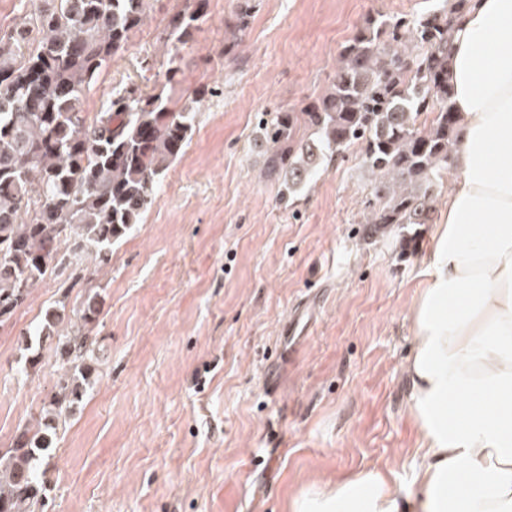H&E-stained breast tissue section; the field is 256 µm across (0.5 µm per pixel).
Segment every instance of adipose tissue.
I'll return each mask as SVG.
<instances>
[{
	"label": "adipose tissue",
	"instance_id": "1",
	"mask_svg": "<svg viewBox=\"0 0 512 512\" xmlns=\"http://www.w3.org/2000/svg\"><path fill=\"white\" fill-rule=\"evenodd\" d=\"M448 81L458 177L404 364L425 441L416 488L364 469L302 491L292 512H512V0H477L455 29Z\"/></svg>",
	"mask_w": 512,
	"mask_h": 512
}]
</instances>
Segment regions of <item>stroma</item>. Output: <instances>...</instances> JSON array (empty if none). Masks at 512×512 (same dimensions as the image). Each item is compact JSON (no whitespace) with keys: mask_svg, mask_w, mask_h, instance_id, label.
<instances>
[{"mask_svg":"<svg viewBox=\"0 0 512 512\" xmlns=\"http://www.w3.org/2000/svg\"><path fill=\"white\" fill-rule=\"evenodd\" d=\"M208 0L180 46L185 86H210L191 138L154 202L112 245L108 265L67 283L50 266L0 324V450L47 405L50 349L25 368L45 312L97 297L98 377L59 423L47 512H291L305 489L365 468L413 488L421 434L405 396L411 309L427 287L433 225L369 235L371 184L358 146L295 202L263 174L266 113L322 94L367 15L442 0ZM183 0H147V20L85 108L107 93L162 88L171 57L158 33ZM310 326L291 351L299 310Z\"/></svg>","mask_w":512,"mask_h":512,"instance_id":"obj_1","label":"stroma"}]
</instances>
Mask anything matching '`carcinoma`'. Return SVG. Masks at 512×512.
<instances>
[{
  "label": "carcinoma",
  "mask_w": 512,
  "mask_h": 512,
  "mask_svg": "<svg viewBox=\"0 0 512 512\" xmlns=\"http://www.w3.org/2000/svg\"><path fill=\"white\" fill-rule=\"evenodd\" d=\"M206 0L173 13L160 33L173 55L166 83L180 82L177 44L204 21ZM146 0H40L29 22L0 30V322L10 318L52 261L95 254L111 261L152 203L161 177L189 141L196 87L182 101L126 87L101 108L84 109L109 62L145 24ZM473 0L389 18L368 16L339 52L329 88L302 108L262 122L266 172L288 194L307 186L334 158L360 146L373 177L369 233L433 222L440 181L454 168L460 116L448 82L449 45ZM252 9L239 0L230 34ZM95 299L70 322L49 310L38 335L51 339L55 392L34 423L0 454V512H45L42 455L57 426L96 378L90 330Z\"/></svg>",
  "instance_id": "cac0c4a2"
}]
</instances>
